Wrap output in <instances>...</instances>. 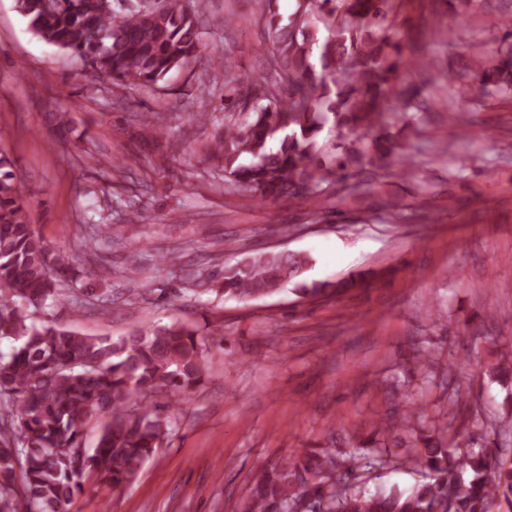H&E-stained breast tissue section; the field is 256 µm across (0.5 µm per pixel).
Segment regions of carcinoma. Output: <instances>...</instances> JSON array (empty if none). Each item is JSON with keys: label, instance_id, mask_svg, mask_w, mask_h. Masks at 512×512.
I'll return each mask as SVG.
<instances>
[{"label": "carcinoma", "instance_id": "1", "mask_svg": "<svg viewBox=\"0 0 512 512\" xmlns=\"http://www.w3.org/2000/svg\"><path fill=\"white\" fill-rule=\"evenodd\" d=\"M29 28L42 41L79 58L92 76L118 87H151L174 70H186L203 51L199 13L184 0H149L145 8L104 11L95 0H17ZM277 0H254L253 15L270 30L272 74L236 77L229 58L214 55L224 70V177L261 202L282 197L320 204L323 184L336 169L360 176L367 167L385 177L414 176L406 145L382 135L401 100L418 95L399 78L400 41L389 30L390 0H296L282 19ZM472 57L474 96L512 85V47ZM373 133L358 148L337 143L336 168L321 157L319 136L328 123ZM15 160L0 149V340L17 345L0 353V512H65L83 474L118 490L131 485L168 433L164 409L189 401L205 379L208 338L173 322L135 328L116 340L88 336L43 312L51 299L83 312L115 303L101 293L84 298L75 288L71 257L46 242L28 220V200L15 177ZM112 225L91 224L81 247L95 250L111 239ZM309 265L303 254L255 252L234 265H196L193 292L214 291L251 300L279 291ZM126 304L141 296L137 255L126 256ZM313 282L306 297L355 287ZM493 353L491 378L512 384V359ZM98 433L85 447L89 425ZM379 430L392 446L372 449L379 466L408 465L422 475L410 490L370 491L360 479V458L332 448L308 449L281 464L259 469L243 512H512V463L501 448H476L448 439V429L420 427L413 415L381 417Z\"/></svg>", "mask_w": 512, "mask_h": 512}]
</instances>
